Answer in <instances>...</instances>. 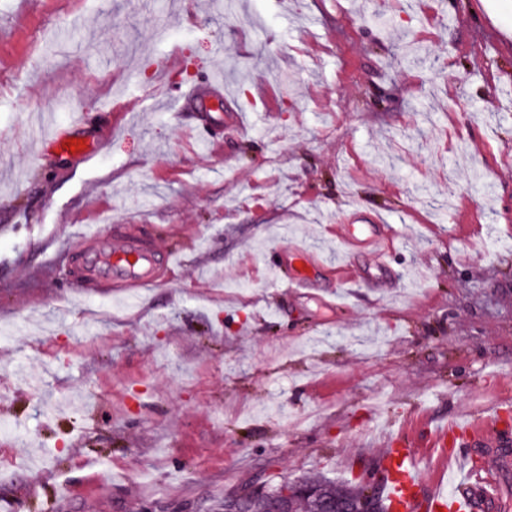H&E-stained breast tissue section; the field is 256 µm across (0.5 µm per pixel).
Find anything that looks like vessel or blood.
Wrapping results in <instances>:
<instances>
[{"instance_id":"vessel-or-blood-1","label":"vessel or blood","mask_w":512,"mask_h":512,"mask_svg":"<svg viewBox=\"0 0 512 512\" xmlns=\"http://www.w3.org/2000/svg\"><path fill=\"white\" fill-rule=\"evenodd\" d=\"M398 234L396 225L387 223L379 214L358 208L348 209L342 216L339 236L344 246L345 262L336 269L337 277L348 273V262L355 253L368 252L375 269L374 275L363 276V288H391L397 275L390 265V252ZM73 253L74 263L81 277L103 282L129 292L154 288L160 283L161 271L173 265L172 250L160 248L155 242H143L130 235H115L110 229L98 228L95 232L77 237ZM292 263L294 273L289 287H308L319 267L311 252L303 247H291L281 252L272 262L274 273H281L283 263ZM470 448L486 444L488 432L499 428L496 416H488L476 423H466ZM416 449L391 446L385 458L389 468L387 499L391 512H494L497 479L481 474L476 468L466 472V482L451 493L431 491L420 495L421 478L416 469Z\"/></svg>"}]
</instances>
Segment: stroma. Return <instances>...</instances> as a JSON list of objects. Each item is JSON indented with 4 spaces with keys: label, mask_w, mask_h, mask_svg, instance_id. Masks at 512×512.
Listing matches in <instances>:
<instances>
[{
    "label": "stroma",
    "mask_w": 512,
    "mask_h": 512,
    "mask_svg": "<svg viewBox=\"0 0 512 512\" xmlns=\"http://www.w3.org/2000/svg\"><path fill=\"white\" fill-rule=\"evenodd\" d=\"M350 206L399 227L398 287L332 274ZM96 224L180 263L132 304L68 287ZM291 243L319 287L269 283ZM504 404L512 0H0V512H217L353 479L390 432L445 486L435 424ZM41 143H43V150L46 154H52L55 150H59L61 153H65L73 156H80L83 158H89L94 156L98 150L93 143H86L81 140L73 139L62 132H54L51 135L43 137ZM72 143V146L78 145L79 149L71 151L66 148V144Z\"/></svg>",
    "instance_id": "obj_1"
}]
</instances>
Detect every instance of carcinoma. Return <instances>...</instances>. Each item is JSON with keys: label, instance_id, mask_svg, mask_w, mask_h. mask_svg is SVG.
<instances>
[{"label": "carcinoma", "instance_id": "cac0c4a2", "mask_svg": "<svg viewBox=\"0 0 512 512\" xmlns=\"http://www.w3.org/2000/svg\"><path fill=\"white\" fill-rule=\"evenodd\" d=\"M300 482L315 492L299 496L289 503L290 512H321L328 504H339L352 512H388L384 490L369 493V485L361 478L355 482H336L320 476L302 477ZM268 486L247 490L243 512H277L279 501L274 491L279 484L267 480Z\"/></svg>", "mask_w": 512, "mask_h": 512}]
</instances>
